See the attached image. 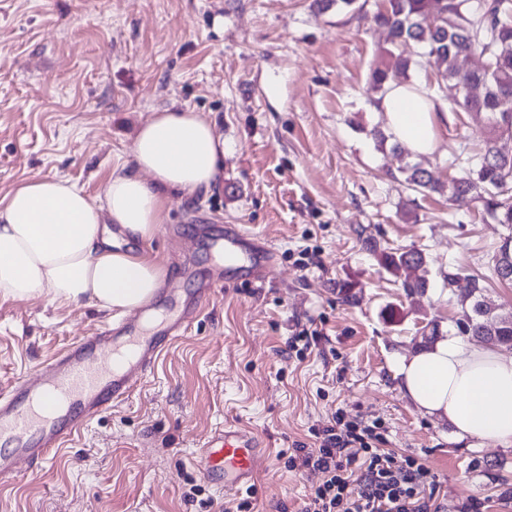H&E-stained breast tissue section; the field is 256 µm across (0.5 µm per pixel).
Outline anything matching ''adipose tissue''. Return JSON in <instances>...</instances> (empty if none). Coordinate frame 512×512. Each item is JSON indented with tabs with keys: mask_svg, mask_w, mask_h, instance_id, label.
Instances as JSON below:
<instances>
[{
	"mask_svg": "<svg viewBox=\"0 0 512 512\" xmlns=\"http://www.w3.org/2000/svg\"><path fill=\"white\" fill-rule=\"evenodd\" d=\"M413 91L392 85L380 103L391 132L411 152L435 146L432 102L412 107ZM132 164L113 171L102 203L57 178L26 181L0 199V298L88 300L126 315L149 303L166 266L113 243L109 225L147 241L166 217L171 193H212L224 175V139L205 113L176 106L136 131ZM400 390L421 412L448 421L458 439L512 446V358L464 343L437 340L400 367Z\"/></svg>",
	"mask_w": 512,
	"mask_h": 512,
	"instance_id": "adipose-tissue-1",
	"label": "adipose tissue"
}]
</instances>
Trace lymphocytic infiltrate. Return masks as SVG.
Wrapping results in <instances>:
<instances>
[{"instance_id":"obj_1","label":"lymphocytic infiltrate","mask_w":512,"mask_h":512,"mask_svg":"<svg viewBox=\"0 0 512 512\" xmlns=\"http://www.w3.org/2000/svg\"><path fill=\"white\" fill-rule=\"evenodd\" d=\"M313 437V447L296 444L286 461L288 469L323 477L300 512H481L480 500L451 506L426 492L429 469L386 448L379 422L366 425L336 413Z\"/></svg>"}]
</instances>
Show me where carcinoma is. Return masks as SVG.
<instances>
[{
  "instance_id": "cac0c4a2",
  "label": "carcinoma",
  "mask_w": 512,
  "mask_h": 512,
  "mask_svg": "<svg viewBox=\"0 0 512 512\" xmlns=\"http://www.w3.org/2000/svg\"><path fill=\"white\" fill-rule=\"evenodd\" d=\"M465 0H386L383 8L374 13L375 25L388 31L391 48L386 50L387 61L372 69L371 89L385 94L395 74L404 73L410 67L422 65L433 58L442 66L440 77L456 84L465 81L481 87V94L466 100L461 110L472 111L485 117L489 124V136L483 147L465 159L459 175L448 184L435 182L430 173L417 163H406L402 169L405 182L419 193H448L452 200L469 195L487 194L484 199L487 213L500 224L512 227V179L505 180L503 164L512 165V157L499 155L497 141L508 134L512 127L502 126L501 112L512 111V0H481L487 8L461 9ZM421 52L411 56L410 46ZM478 53L497 59L491 70L475 69L463 72L458 67L459 58ZM387 272L400 281L408 295L423 294L428 288L425 278H411L410 272L426 264L423 251L378 250ZM512 260V235L505 236L494 256V271L501 279L499 260ZM484 281L471 278L470 291L460 304H469L463 310V318L457 320L459 333L474 336L487 347L512 345V313L501 314L486 300Z\"/></svg>"
}]
</instances>
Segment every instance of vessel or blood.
Segmentation results:
<instances>
[{"instance_id": "1", "label": "vessel or blood", "mask_w": 512, "mask_h": 512, "mask_svg": "<svg viewBox=\"0 0 512 512\" xmlns=\"http://www.w3.org/2000/svg\"><path fill=\"white\" fill-rule=\"evenodd\" d=\"M226 269L264 279L274 265L275 249L235 224L224 228L217 249ZM214 292L196 289L190 300L173 290L163 333H144L129 319L105 336H86L58 353L45 370L0 389V484L16 479L21 462L45 461L73 440L102 412L140 384L159 355L182 337ZM269 450L250 429L234 424L211 431L198 466L212 484L233 489L251 483Z\"/></svg>"}]
</instances>
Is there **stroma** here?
Here are the masks:
<instances>
[{"mask_svg":"<svg viewBox=\"0 0 512 512\" xmlns=\"http://www.w3.org/2000/svg\"><path fill=\"white\" fill-rule=\"evenodd\" d=\"M314 0H0V197L40 177L82 187L95 202L113 169L132 161L136 128L177 104L205 112L224 138V180L214 193L171 195L165 222L142 245L169 278L192 290L218 272L194 227L243 225L278 259L264 281L216 289L209 308L161 356L128 398L102 413L38 467L0 485V512H298L317 474L287 471L278 455L310 442L334 411L381 420L388 447L429 468L437 496L512 512V447L458 440L447 421L417 410L397 369L424 344L428 322L455 332L468 277L485 281L498 312H512V282L492 256L506 226L481 201L454 202L407 186V156L365 133L386 128L368 86L389 46L370 17ZM437 95L438 139L421 157L433 179L482 144L486 123ZM420 249L425 293L406 296L367 241ZM458 268L454 289L442 275ZM354 294L343 300V289ZM394 311L395 320L385 318ZM113 313L82 302L0 299V384L35 375ZM324 336L289 353L298 326ZM233 420L272 456L253 484L223 490L190 457Z\"/></svg>","mask_w":512,"mask_h":512,"instance_id":"35a3bbf8","label":"stroma"}]
</instances>
